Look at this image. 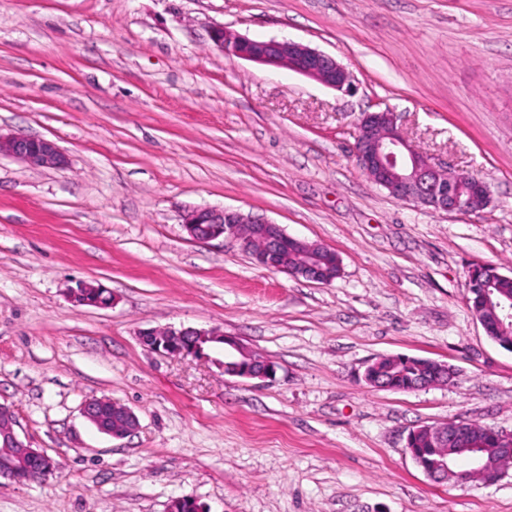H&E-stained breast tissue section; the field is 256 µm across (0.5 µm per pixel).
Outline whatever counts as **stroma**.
I'll return each mask as SVG.
<instances>
[{
	"mask_svg": "<svg viewBox=\"0 0 512 512\" xmlns=\"http://www.w3.org/2000/svg\"><path fill=\"white\" fill-rule=\"evenodd\" d=\"M222 26L336 58L345 95L225 55ZM484 181L469 215L405 203L353 155L362 113ZM0 133L54 141L61 168L0 156V404L58 469L0 478V512H512L497 484L427 477L416 427L512 433V352L468 302L472 264L512 276V0H0ZM239 210L339 255L319 285L195 240L188 210ZM92 281L112 307L74 303ZM218 327L273 380L147 350L146 329ZM380 355L453 365L450 383L366 385ZM139 419L115 439L82 414ZM106 404H109L112 408L114 407L115 409L121 410L125 428L123 432L115 433L112 430V427L115 429H121L123 427L122 417L118 413L113 414V418H111L109 421L105 420L102 416V412L106 407ZM82 414L91 424L97 428L99 432L109 435L113 438H120L127 435L128 433H132L135 429L138 428L139 424L138 417L132 410L102 398L86 400L82 406Z\"/></svg>",
	"mask_w": 512,
	"mask_h": 512,
	"instance_id": "1",
	"label": "stroma"
}]
</instances>
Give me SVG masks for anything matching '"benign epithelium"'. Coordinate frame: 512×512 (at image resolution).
<instances>
[{"mask_svg":"<svg viewBox=\"0 0 512 512\" xmlns=\"http://www.w3.org/2000/svg\"><path fill=\"white\" fill-rule=\"evenodd\" d=\"M214 45L228 56L248 60L257 64L280 67L288 66L303 76L320 82L338 91L349 92L353 89V76L335 58L295 41L253 40L234 31L218 26L212 30ZM0 154H6L22 160L34 168H60L66 164V157L56 144L48 139L26 135H0ZM354 156L374 183L386 189L397 200L422 205L436 211L449 213H468L478 209L476 202L486 204L489 200L487 186L480 180L473 181L467 196H462L458 187L459 173L441 171L433 167L426 158L415 152L396 123L390 110L365 112L357 126L354 144ZM184 228L188 235L197 240L232 239L251 254L257 264L275 269L286 270L279 263L280 251L293 243L298 248H309L311 243L289 235L280 225L264 219L252 217L239 211L195 208L185 215ZM325 261L321 253H316L305 265L297 269L295 275L309 281L327 285L329 281L322 277L320 265ZM74 302L97 308H108L113 304L111 295L89 282H82L71 290ZM512 324V304L501 312V320L495 328L483 325L487 336L506 347L511 343L501 339L504 323ZM209 336H221L224 339V358L216 364L227 376L245 379H270L276 373L275 365L268 358L246 350L236 338L220 329L201 330L196 328L167 327L148 329L141 333V343L150 350L165 352L173 356H205L199 341ZM429 370L435 381L441 384L454 377V369L438 361H428ZM108 400L90 399L82 406L83 416L97 430L113 438H120L138 428L136 414L125 406L114 405L121 410L124 431L112 430V421L104 419L102 412ZM16 416L12 407L0 404V478L18 480L24 459L40 457L44 461V475L49 477L56 471L55 462L41 450L33 448L21 440L15 430ZM468 433L466 421L448 423V428L438 427L439 439L448 441L447 450L439 454V460L432 466L425 465L414 449H408L418 467L434 480L457 478L456 471L448 466V456L464 452L453 443ZM512 464V447L497 448L494 455L485 460L472 456L471 471L475 479L492 485L502 478L503 468Z\"/></svg>","mask_w":512,"mask_h":512,"instance_id":"1","label":"benign epithelium"}]
</instances>
